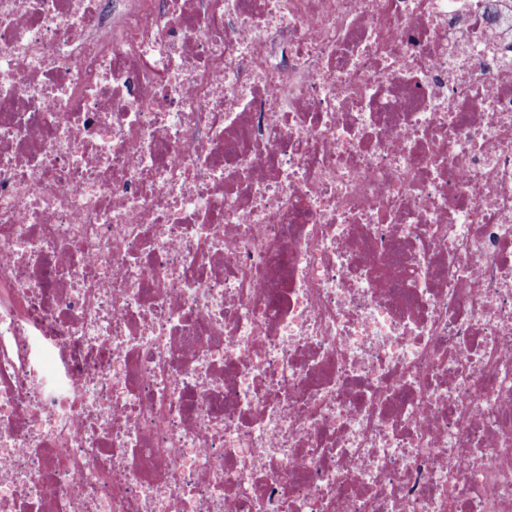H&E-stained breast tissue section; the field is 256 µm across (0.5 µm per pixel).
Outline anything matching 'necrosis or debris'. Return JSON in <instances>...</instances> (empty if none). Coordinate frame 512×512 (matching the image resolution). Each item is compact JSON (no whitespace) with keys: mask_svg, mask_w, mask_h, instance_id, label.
<instances>
[{"mask_svg":"<svg viewBox=\"0 0 512 512\" xmlns=\"http://www.w3.org/2000/svg\"><path fill=\"white\" fill-rule=\"evenodd\" d=\"M0 512H512V0H0Z\"/></svg>","mask_w":512,"mask_h":512,"instance_id":"necrosis-or-debris-1","label":"necrosis or debris"}]
</instances>
